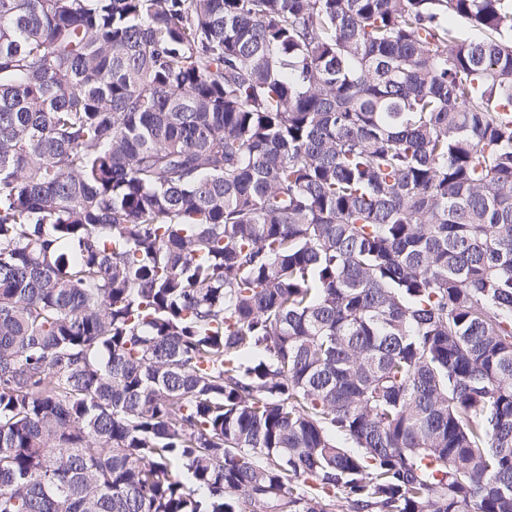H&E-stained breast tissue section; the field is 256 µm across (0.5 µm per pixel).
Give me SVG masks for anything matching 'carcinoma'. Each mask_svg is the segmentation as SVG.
<instances>
[{"mask_svg": "<svg viewBox=\"0 0 512 512\" xmlns=\"http://www.w3.org/2000/svg\"><path fill=\"white\" fill-rule=\"evenodd\" d=\"M512 512V0H0V512Z\"/></svg>", "mask_w": 512, "mask_h": 512, "instance_id": "cac0c4a2", "label": "carcinoma"}]
</instances>
